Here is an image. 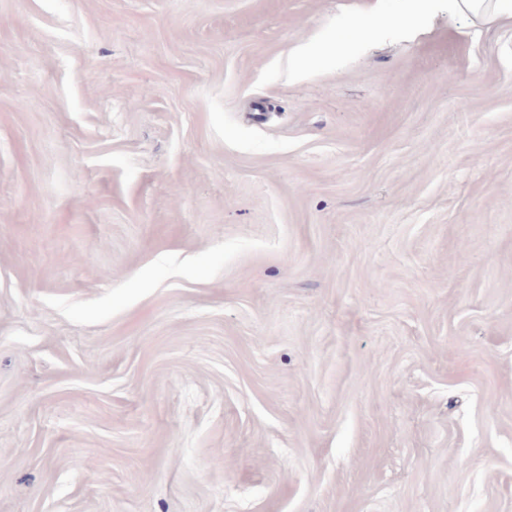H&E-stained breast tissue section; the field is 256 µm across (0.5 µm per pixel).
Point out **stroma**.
<instances>
[{"label": "stroma", "instance_id": "1", "mask_svg": "<svg viewBox=\"0 0 512 512\" xmlns=\"http://www.w3.org/2000/svg\"><path fill=\"white\" fill-rule=\"evenodd\" d=\"M419 4L0 0V512H512V23Z\"/></svg>", "mask_w": 512, "mask_h": 512}]
</instances>
